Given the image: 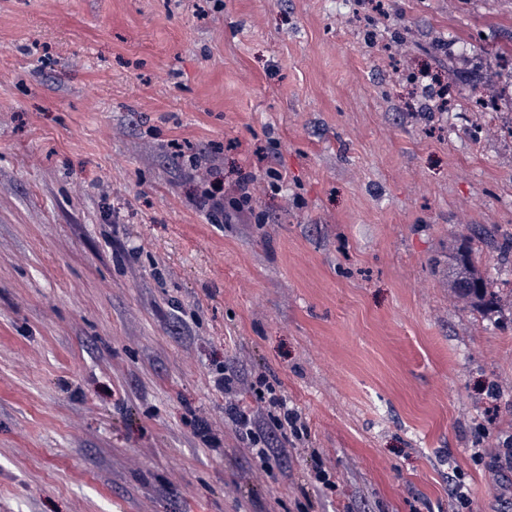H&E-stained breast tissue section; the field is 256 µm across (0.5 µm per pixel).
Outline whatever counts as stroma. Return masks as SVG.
Masks as SVG:
<instances>
[{
  "mask_svg": "<svg viewBox=\"0 0 512 512\" xmlns=\"http://www.w3.org/2000/svg\"><path fill=\"white\" fill-rule=\"evenodd\" d=\"M383 5L0 0V512H512V0ZM226 370L307 427L270 471ZM189 161L196 171V178L200 186L198 193L199 207L202 209L208 207V214L213 223L222 224L223 221L227 222L226 219L232 218L229 211L240 214L252 209L255 177L251 172L244 173L239 178L233 196L227 198L224 195V188L209 179L211 176L210 169L202 168L195 155H190ZM219 216H221V219ZM458 261L461 269L456 274L455 288H458L464 295L471 298L479 308L491 304L493 293L487 291L484 280L478 275V271L469 259V255L467 253L459 254ZM487 296H489L488 299Z\"/></svg>",
  "mask_w": 512,
  "mask_h": 512,
  "instance_id": "1",
  "label": "stroma"
}]
</instances>
